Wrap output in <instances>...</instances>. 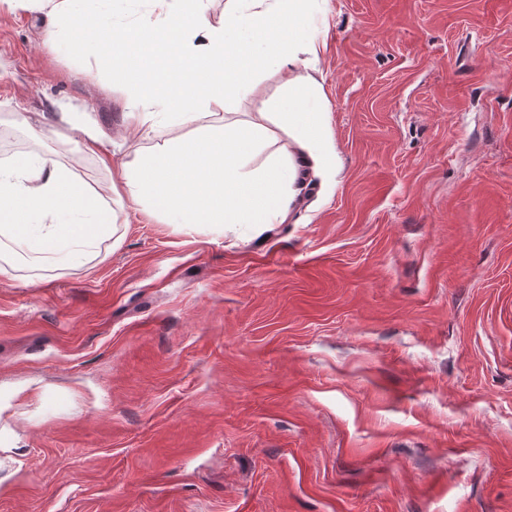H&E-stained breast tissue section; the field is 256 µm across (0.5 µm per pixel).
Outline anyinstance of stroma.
Segmentation results:
<instances>
[{"label": "stroma", "mask_w": 512, "mask_h": 512, "mask_svg": "<svg viewBox=\"0 0 512 512\" xmlns=\"http://www.w3.org/2000/svg\"><path fill=\"white\" fill-rule=\"evenodd\" d=\"M335 171L289 221L0 278V512H512V0H326ZM0 0V161H133L121 87ZM46 113L40 137L17 122ZM75 113L61 112L57 116V123L70 130H77L81 134V145L86 153L96 156L102 163L112 161L111 133L97 122H80Z\"/></svg>", "instance_id": "35a3bbf8"}]
</instances>
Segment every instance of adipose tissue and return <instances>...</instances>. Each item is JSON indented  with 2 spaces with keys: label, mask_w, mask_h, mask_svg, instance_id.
<instances>
[{
  "label": "adipose tissue",
  "mask_w": 512,
  "mask_h": 512,
  "mask_svg": "<svg viewBox=\"0 0 512 512\" xmlns=\"http://www.w3.org/2000/svg\"><path fill=\"white\" fill-rule=\"evenodd\" d=\"M137 0H12L51 18L46 42L57 52L92 50L97 67L123 89V126L157 131L192 124L190 136L162 139L121 165V194L105 200L69 168L17 156L0 166V277L26 257L51 269L94 259L116 233L115 210L146 204L169 224L261 229L284 223L304 186L300 170L320 174L334 164L325 140L328 102L304 74L322 43L309 32L316 0H231L222 19L210 0H153L159 21L138 31V48L117 50L116 11ZM203 40L189 44L193 32ZM278 77L276 104L262 102L244 122L224 117L227 102L254 89L257 71ZM80 132L86 153L112 159V135L96 122L59 113Z\"/></svg>",
  "instance_id": "adipose-tissue-1"
}]
</instances>
